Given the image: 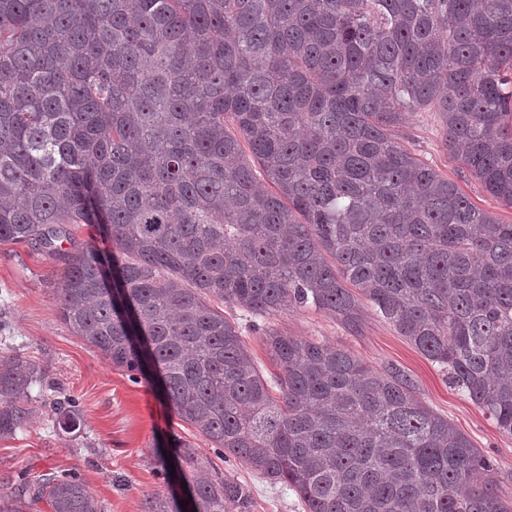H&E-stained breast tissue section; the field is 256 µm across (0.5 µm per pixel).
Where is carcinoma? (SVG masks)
Instances as JSON below:
<instances>
[{
  "label": "carcinoma",
  "mask_w": 512,
  "mask_h": 512,
  "mask_svg": "<svg viewBox=\"0 0 512 512\" xmlns=\"http://www.w3.org/2000/svg\"><path fill=\"white\" fill-rule=\"evenodd\" d=\"M416 112L512 208V0H0V243L61 261L73 332L132 380L155 373L216 458L303 512H512L404 371L266 330L268 378L212 304L356 331L367 302L512 435V224L401 144ZM72 224L112 251L63 248ZM40 374L0 359V439ZM50 411L80 424L74 398ZM173 447L158 465L191 501L144 512H251L247 484ZM41 501L102 512L65 470L19 476L0 512Z\"/></svg>",
  "instance_id": "carcinoma-1"
}]
</instances>
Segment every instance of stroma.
Listing matches in <instances>:
<instances>
[{"label":"stroma","mask_w":512,"mask_h":512,"mask_svg":"<svg viewBox=\"0 0 512 512\" xmlns=\"http://www.w3.org/2000/svg\"><path fill=\"white\" fill-rule=\"evenodd\" d=\"M401 143L454 182L479 209L512 224V208L501 205L467 173L444 144L438 113H415L399 133ZM62 265L46 253L24 245L0 243V356L19 352L42 369V382L30 388L36 411L28 425L0 439V496L20 474L39 476L75 471L104 512H143L146 500L170 494L155 450L183 438L204 454L211 445L181 420L152 380L131 382L59 315L58 287ZM264 325L352 352L372 368L400 367L412 376L419 397L447 417L476 448L494 462L490 473L502 492L512 494V436L502 434L482 408L454 387L448 373L422 355L374 310L352 333L312 308L291 310L263 320ZM65 394L78 400L80 430L53 429L47 400ZM253 496L252 512H300L295 493L266 481L244 464H225Z\"/></svg>","instance_id":"stroma-1"}]
</instances>
